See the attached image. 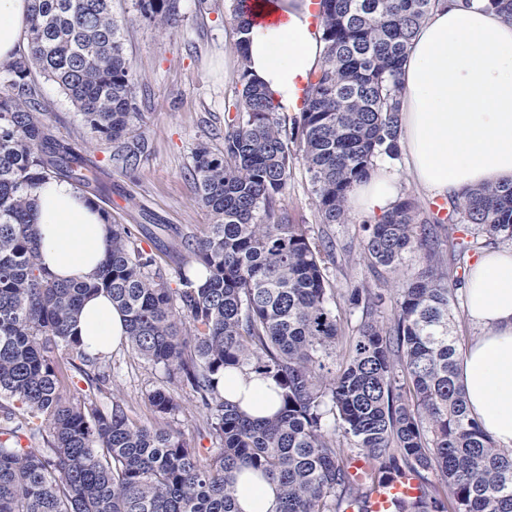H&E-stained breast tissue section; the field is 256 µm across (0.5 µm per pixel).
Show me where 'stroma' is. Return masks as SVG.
<instances>
[{
	"instance_id": "obj_1",
	"label": "stroma",
	"mask_w": 512,
	"mask_h": 512,
	"mask_svg": "<svg viewBox=\"0 0 512 512\" xmlns=\"http://www.w3.org/2000/svg\"><path fill=\"white\" fill-rule=\"evenodd\" d=\"M112 13L137 75L139 125L148 142L136 170L125 172L113 166L111 145L91 137L54 83L36 72L31 90L45 105L58 139L82 148L91 160L98 207L118 223L145 225V248L162 255L183 248L210 221L196 199L190 172L198 144L223 149L224 121L235 114L241 61L235 50L232 0H180V21L170 31L160 30L144 18L135 0H112ZM277 206L290 223L307 225L312 237L326 236L334 242L335 261L327 275L339 296L344 336H353L360 317L343 298L349 288L366 284L385 291L420 267L412 257L397 270L372 271L361 246V215L351 214L345 224L321 223L302 155L292 160L288 185ZM107 372L106 383L95 394L99 405L108 406L113 398H122L137 424L151 428L160 422L183 433L193 447H215L190 389L177 390L179 409L157 420L147 396L159 384L163 368L148 364L121 345L112 350Z\"/></svg>"
}]
</instances>
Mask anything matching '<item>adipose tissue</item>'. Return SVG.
I'll use <instances>...</instances> for the list:
<instances>
[{"instance_id": "ef3b65f1", "label": "adipose tissue", "mask_w": 512, "mask_h": 512, "mask_svg": "<svg viewBox=\"0 0 512 512\" xmlns=\"http://www.w3.org/2000/svg\"><path fill=\"white\" fill-rule=\"evenodd\" d=\"M312 0H256L244 61L251 78L289 111L321 62L325 43ZM30 0H0V61L23 48ZM401 144L414 179L433 199L512 182V20L480 4L438 0L417 30L400 76ZM401 197L399 175L377 166L347 205L379 217ZM32 222L43 266L56 279L84 280L104 261L112 226L74 185L50 180L34 193ZM479 334L459 368L467 404L484 431L512 447V247L479 254L464 290ZM84 351L104 355L127 334L106 293L88 298L74 327ZM224 396L255 417L277 409L271 380L234 371ZM242 512H275L277 487L250 471L237 477Z\"/></svg>"}]
</instances>
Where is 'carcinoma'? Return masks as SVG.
<instances>
[{"mask_svg":"<svg viewBox=\"0 0 512 512\" xmlns=\"http://www.w3.org/2000/svg\"><path fill=\"white\" fill-rule=\"evenodd\" d=\"M436 2L319 0L326 51L303 110L280 112L244 69L224 148L195 149L192 178L212 223L185 245L188 255L176 253L172 269L132 225L114 224L96 274L61 283L39 261L33 194L51 179L93 193L94 179L32 97V69L112 143L121 169H136L147 143L112 0H32L27 55L0 64L9 88L0 91V512H240L235 481L244 466L277 484L276 512H367L371 485L407 474L422 495L393 512H512V453L468 408L451 321L457 262L512 240V184L453 203L471 231L468 240L448 236V264L435 229L416 224L409 196L361 225L371 265L394 270L414 253L423 268L393 289L386 321L385 293L347 291L361 317L340 354L327 276L334 244L276 207L295 146L321 223L350 221L352 185L375 159L400 155L399 72ZM136 5L162 29L179 21V0ZM232 14L246 31L252 0H233ZM99 291L125 314L129 348L165 371L148 394L157 417L179 409L174 392L188 387L219 447L204 455L180 432L138 427L120 399L105 411L90 398H65L71 371L90 390L106 381L101 357L72 333L83 299ZM244 368L274 380L272 415L252 418L224 397V372ZM356 458L368 466L360 475L351 471Z\"/></svg>","mask_w":512,"mask_h":512,"instance_id":"obj_1","label":"carcinoma"}]
</instances>
